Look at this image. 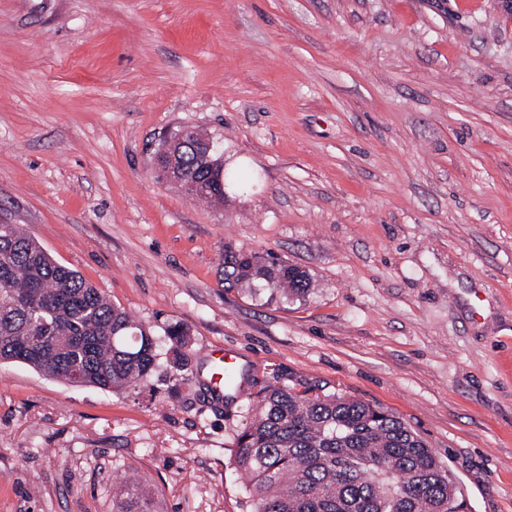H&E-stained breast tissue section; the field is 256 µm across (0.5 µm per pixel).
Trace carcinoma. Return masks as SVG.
<instances>
[{
    "instance_id": "1",
    "label": "carcinoma",
    "mask_w": 512,
    "mask_h": 512,
    "mask_svg": "<svg viewBox=\"0 0 512 512\" xmlns=\"http://www.w3.org/2000/svg\"><path fill=\"white\" fill-rule=\"evenodd\" d=\"M189 133L175 165L208 183L232 179ZM229 288L265 286L288 300L307 294L306 271L252 253L224 255ZM191 331L156 334L15 224L0 227V362L25 364L72 384L114 393L164 377L190 381ZM247 512H466L461 489L426 442L391 410L343 394L270 385L234 439ZM144 482L112 497V512H155Z\"/></svg>"
}]
</instances>
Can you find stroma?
<instances>
[{
    "label": "stroma",
    "mask_w": 512,
    "mask_h": 512,
    "mask_svg": "<svg viewBox=\"0 0 512 512\" xmlns=\"http://www.w3.org/2000/svg\"><path fill=\"white\" fill-rule=\"evenodd\" d=\"M474 2L0 0V224L192 333L176 394L1 363L0 512H112L130 466L163 512H245L233 441L270 384L390 408L470 512H512V9ZM182 127L235 173L222 205L160 177ZM228 251L314 287L227 288ZM210 355L217 369L216 377L213 379L211 386L218 395H223L224 386L226 387L230 383L227 381V378H230V376L227 373L222 374L221 369H224L227 364L231 363L235 356L232 355V351L225 348L213 350Z\"/></svg>",
    "instance_id": "1"
}]
</instances>
